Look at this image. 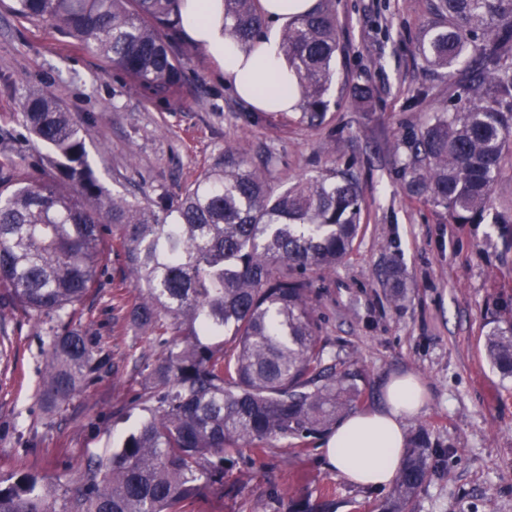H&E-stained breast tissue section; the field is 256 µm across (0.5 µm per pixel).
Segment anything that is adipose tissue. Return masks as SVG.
I'll return each mask as SVG.
<instances>
[{"label": "adipose tissue", "instance_id": "1", "mask_svg": "<svg viewBox=\"0 0 512 512\" xmlns=\"http://www.w3.org/2000/svg\"><path fill=\"white\" fill-rule=\"evenodd\" d=\"M317 0H260L266 27L249 45L224 30L223 0H182L181 25L218 64L235 94L255 111H294L299 93L280 50L288 21L315 9ZM426 390L411 375L392 379L381 407L339 420L323 440L327 459L352 484L378 490L395 478L403 457L404 427L426 403Z\"/></svg>", "mask_w": 512, "mask_h": 512}]
</instances>
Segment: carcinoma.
<instances>
[{"mask_svg":"<svg viewBox=\"0 0 512 512\" xmlns=\"http://www.w3.org/2000/svg\"><path fill=\"white\" fill-rule=\"evenodd\" d=\"M177 0H15V15L48 19L61 34L160 98L181 65L165 31ZM438 21L417 43L459 104L433 114L408 150L407 192L474 224L489 206L512 144V0H437ZM265 19L259 0H224V28L240 43ZM336 14L329 4L285 26L281 51L305 112L321 125L336 79ZM24 130L46 147L33 161L0 154V308L20 307L51 338L41 398L54 413L112 367L111 351L83 328L77 306L97 293L108 256L131 288L128 323L153 337L135 400L146 416L74 481L0 475V512H183L236 465L273 441L306 446L361 405L357 371L325 359L319 316L302 274L336 266L360 232L361 188L346 171L275 194L268 167L226 148L170 194L113 193L95 175L86 130L59 101L30 88L18 98ZM50 168L47 178L26 168ZM489 362L512 376V319L487 332ZM428 435L409 438L383 512H406L430 477Z\"/></svg>","mask_w":512,"mask_h":512,"instance_id":"cac0c4a2","label":"carcinoma"}]
</instances>
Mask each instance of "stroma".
Masks as SVG:
<instances>
[{
	"label": "stroma",
	"instance_id": "1",
	"mask_svg": "<svg viewBox=\"0 0 512 512\" xmlns=\"http://www.w3.org/2000/svg\"><path fill=\"white\" fill-rule=\"evenodd\" d=\"M0 0V74L18 90L40 88L88 121L86 146L100 182L111 191L136 181L177 191L225 146L252 159L272 155L270 185L279 189L336 168L362 190L361 232L335 269L308 273L321 336L337 369L364 374L363 409L380 406L386 383L417 376L427 390L424 411L407 431L427 430L431 476L408 512H512V378L494 369L486 333L512 316V163L476 224H452L448 212L409 195L406 148L397 139L423 129L446 108V80L418 57L416 45L434 21L433 0H333L340 51L323 124L251 110L224 82L220 67L185 34L169 37L183 79L169 100L81 51L51 23L30 22ZM373 97L360 107L354 84ZM428 99L413 105L420 87ZM397 264L406 296L393 302L383 272ZM118 261L101 291L80 307L85 328L112 348L113 370L101 374L54 415L40 401L45 331L20 310H0L12 340L0 360V472H27L48 482L82 473L89 457L108 458L143 411L136 366L156 345L127 321L129 289ZM226 485L208 487L185 512H289L291 503L329 501L333 512H379L388 490L348 483L333 470L321 438L306 449L275 441L256 460L241 457Z\"/></svg>",
	"mask_w": 512,
	"mask_h": 512
}]
</instances>
